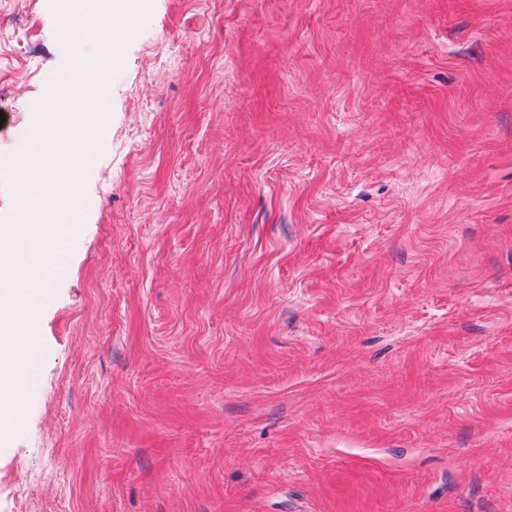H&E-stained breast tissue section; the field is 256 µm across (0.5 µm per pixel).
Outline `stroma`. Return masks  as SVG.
<instances>
[{
    "label": "stroma",
    "instance_id": "35a3bbf8",
    "mask_svg": "<svg viewBox=\"0 0 512 512\" xmlns=\"http://www.w3.org/2000/svg\"><path fill=\"white\" fill-rule=\"evenodd\" d=\"M65 40L0 0V157ZM121 59L0 512H512V0H148Z\"/></svg>",
    "mask_w": 512,
    "mask_h": 512
}]
</instances>
